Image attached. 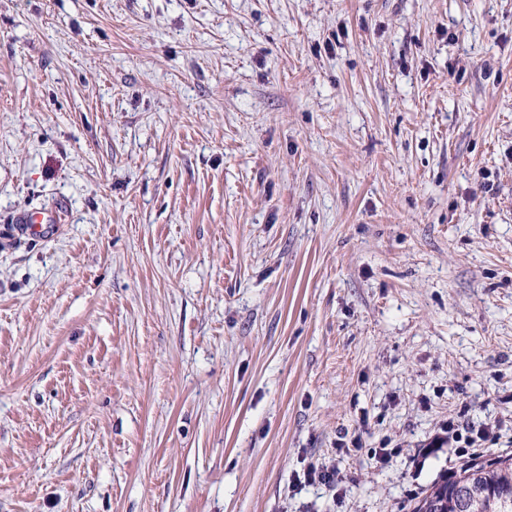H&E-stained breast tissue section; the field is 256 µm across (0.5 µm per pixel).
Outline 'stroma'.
<instances>
[{"mask_svg":"<svg viewBox=\"0 0 512 512\" xmlns=\"http://www.w3.org/2000/svg\"><path fill=\"white\" fill-rule=\"evenodd\" d=\"M452 419L512 454V0H0V512H408Z\"/></svg>","mask_w":512,"mask_h":512,"instance_id":"obj_1","label":"stroma"}]
</instances>
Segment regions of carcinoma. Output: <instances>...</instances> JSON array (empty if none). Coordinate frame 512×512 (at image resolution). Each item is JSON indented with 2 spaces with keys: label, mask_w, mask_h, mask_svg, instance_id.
Listing matches in <instances>:
<instances>
[{
  "label": "carcinoma",
  "mask_w": 512,
  "mask_h": 512,
  "mask_svg": "<svg viewBox=\"0 0 512 512\" xmlns=\"http://www.w3.org/2000/svg\"><path fill=\"white\" fill-rule=\"evenodd\" d=\"M460 481L479 491L474 509L512 512L511 455H484L478 461L463 465L455 474L440 477L415 500L412 512H452L448 509V495Z\"/></svg>",
  "instance_id": "cac0c4a2"
}]
</instances>
